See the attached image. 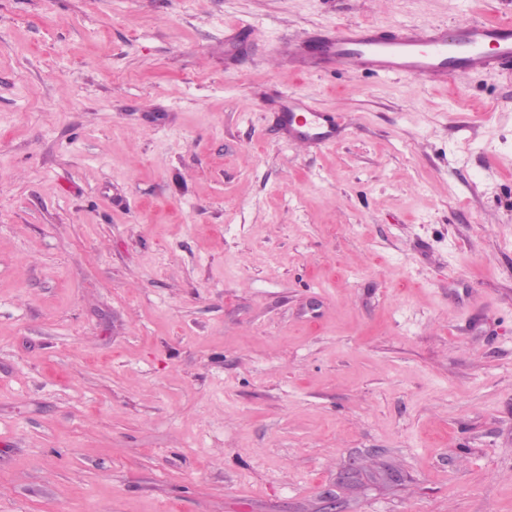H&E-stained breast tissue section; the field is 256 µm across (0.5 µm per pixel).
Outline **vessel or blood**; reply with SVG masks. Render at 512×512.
Instances as JSON below:
<instances>
[{"label":"vessel or blood","instance_id":"obj_1","mask_svg":"<svg viewBox=\"0 0 512 512\" xmlns=\"http://www.w3.org/2000/svg\"><path fill=\"white\" fill-rule=\"evenodd\" d=\"M288 62L301 70L333 66L346 75L369 72L443 84L480 70H511L512 20L404 26L389 36L373 24L339 25L320 36L289 39ZM282 119L302 147L334 143L341 126L334 115L300 100Z\"/></svg>","mask_w":512,"mask_h":512}]
</instances>
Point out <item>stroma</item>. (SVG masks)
Listing matches in <instances>:
<instances>
[{"instance_id": "1", "label": "stroma", "mask_w": 512, "mask_h": 512, "mask_svg": "<svg viewBox=\"0 0 512 512\" xmlns=\"http://www.w3.org/2000/svg\"><path fill=\"white\" fill-rule=\"evenodd\" d=\"M509 14L0 0V512H512V73L269 61ZM282 119L292 132L295 144L302 147L334 143L342 126L339 117L318 112L301 100H296L288 112H283Z\"/></svg>"}]
</instances>
